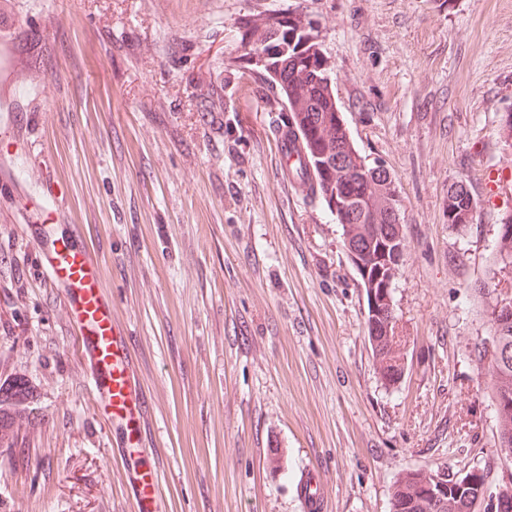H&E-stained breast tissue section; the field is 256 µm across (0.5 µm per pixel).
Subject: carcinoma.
<instances>
[{"label":"carcinoma","mask_w":512,"mask_h":512,"mask_svg":"<svg viewBox=\"0 0 512 512\" xmlns=\"http://www.w3.org/2000/svg\"><path fill=\"white\" fill-rule=\"evenodd\" d=\"M270 41L265 60L257 66L263 79L288 103L287 125L302 142L301 176L311 183V195L322 199L343 228L348 257H358L369 267L363 281L367 297V339L376 374L388 386L395 385L405 369L406 343L395 337L390 321L394 315L391 291L384 282L394 279L400 267L390 266L389 256L403 257L404 238L399 207L388 214L370 205L374 188H391L395 178L381 166L366 162L350 141L332 88L331 70L310 34L295 19L268 24ZM332 128L333 142L321 141V131ZM475 201L462 182L448 189V223L469 224ZM488 341L491 357L477 352L475 362L489 377L488 389L496 408L499 447L512 448V317L491 312ZM36 409L30 382L24 377L0 385V442L9 437L16 414ZM438 477L448 493L430 494V479ZM479 485L467 475L421 470L402 473L391 492L392 512H476L481 501Z\"/></svg>","instance_id":"obj_1"}]
</instances>
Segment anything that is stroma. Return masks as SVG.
Instances as JSON below:
<instances>
[{
    "label": "stroma",
    "mask_w": 512,
    "mask_h": 512,
    "mask_svg": "<svg viewBox=\"0 0 512 512\" xmlns=\"http://www.w3.org/2000/svg\"><path fill=\"white\" fill-rule=\"evenodd\" d=\"M288 16L356 149L396 178L392 387L342 227L283 174L288 107L246 59L243 35ZM0 38V383L40 396L0 443V512H135L124 431L38 263L66 238L96 253L127 334L161 512H305L310 470L329 512H391L408 469L512 480L473 358L512 296V0H0ZM458 181L469 224L448 221ZM476 209L475 201L463 182H457L448 189V221L452 224H469Z\"/></svg>",
    "instance_id": "stroma-1"
}]
</instances>
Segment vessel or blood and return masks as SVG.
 <instances>
[{
  "label": "vessel or blood",
  "mask_w": 512,
  "mask_h": 512,
  "mask_svg": "<svg viewBox=\"0 0 512 512\" xmlns=\"http://www.w3.org/2000/svg\"><path fill=\"white\" fill-rule=\"evenodd\" d=\"M42 262L48 277L62 283L72 300L69 316L84 332V352L101 378V398L114 416L124 420L128 437L141 439L148 405L137 392L125 336L113 322L111 306L101 293L96 257L63 242L48 247ZM130 481L137 512H159L152 471H134ZM302 494L306 512H326L325 491L316 474L307 475Z\"/></svg>",
  "instance_id": "1"
}]
</instances>
